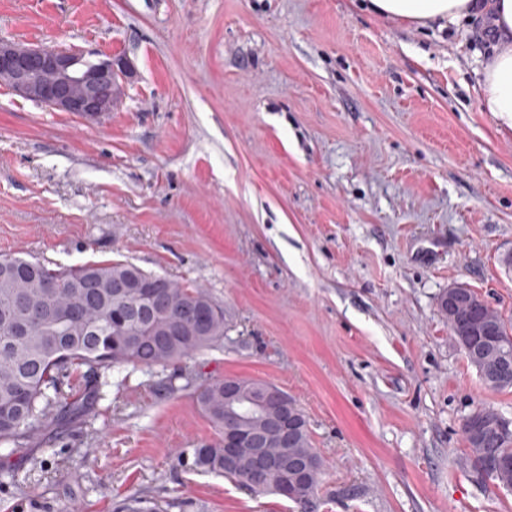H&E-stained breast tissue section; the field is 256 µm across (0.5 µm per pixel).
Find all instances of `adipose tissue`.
<instances>
[{"mask_svg":"<svg viewBox=\"0 0 512 512\" xmlns=\"http://www.w3.org/2000/svg\"><path fill=\"white\" fill-rule=\"evenodd\" d=\"M368 8L419 26L482 18L493 36L478 73L477 89L486 111L512 122V0H369Z\"/></svg>","mask_w":512,"mask_h":512,"instance_id":"ef3b65f1","label":"adipose tissue"}]
</instances>
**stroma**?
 <instances>
[{"mask_svg":"<svg viewBox=\"0 0 512 512\" xmlns=\"http://www.w3.org/2000/svg\"><path fill=\"white\" fill-rule=\"evenodd\" d=\"M0 39L124 58L98 122L0 84V254L122 260L208 290L224 340L102 373L83 417L0 445V512H512L462 424L486 387L439 299L512 318V126L473 22L358 0H0ZM260 379L323 460L307 507L192 470L203 382Z\"/></svg>","mask_w":512,"mask_h":512,"instance_id":"obj_1","label":"stroma"}]
</instances>
